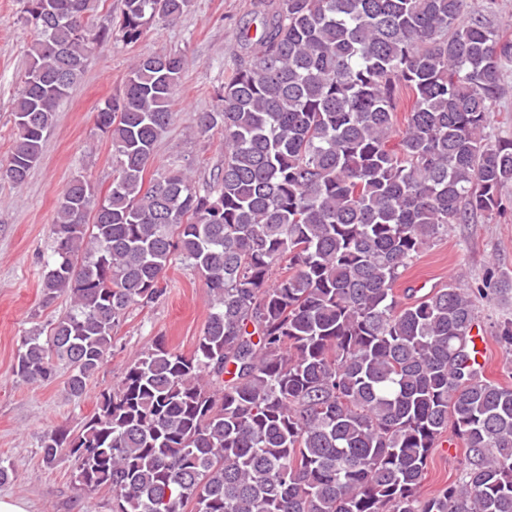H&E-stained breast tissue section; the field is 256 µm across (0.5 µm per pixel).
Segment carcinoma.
<instances>
[{"mask_svg": "<svg viewBox=\"0 0 512 512\" xmlns=\"http://www.w3.org/2000/svg\"><path fill=\"white\" fill-rule=\"evenodd\" d=\"M189 2L124 0L93 31L90 0H25L37 38L0 181H27L95 48ZM241 39L247 59L198 117L196 133L224 136L204 183L190 166L145 179L186 54L136 58L96 110L112 183L63 189L41 292L69 309L22 338L14 375L45 384L63 363L82 396L176 258L210 312L192 353L158 339L78 432L44 437L43 461L66 451L112 512H512V387L485 377L472 341L477 303L512 282L394 291L451 225L503 211L512 138L489 127L512 34L468 0H256ZM494 338L512 350V319ZM450 429L460 475L423 498Z\"/></svg>", "mask_w": 512, "mask_h": 512, "instance_id": "carcinoma-1", "label": "carcinoma"}]
</instances>
